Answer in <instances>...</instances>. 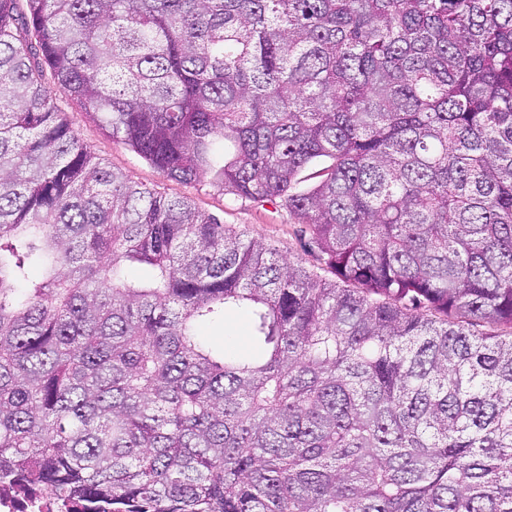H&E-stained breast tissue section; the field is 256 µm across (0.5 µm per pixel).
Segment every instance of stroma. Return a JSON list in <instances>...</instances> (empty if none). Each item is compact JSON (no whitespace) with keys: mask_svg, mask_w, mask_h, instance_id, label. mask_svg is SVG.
<instances>
[{"mask_svg":"<svg viewBox=\"0 0 512 512\" xmlns=\"http://www.w3.org/2000/svg\"><path fill=\"white\" fill-rule=\"evenodd\" d=\"M57 105L106 167L167 196L189 200L199 210L216 216L226 227L272 244L283 257L316 263L315 253L308 251L301 240L299 224L284 207L238 199L214 185L208 177L190 183L167 179L127 146L102 131L93 117L75 102L61 97Z\"/></svg>","mask_w":512,"mask_h":512,"instance_id":"obj_1","label":"stroma"}]
</instances>
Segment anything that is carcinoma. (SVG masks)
Masks as SVG:
<instances>
[{"label": "carcinoma", "mask_w": 512, "mask_h": 512, "mask_svg": "<svg viewBox=\"0 0 512 512\" xmlns=\"http://www.w3.org/2000/svg\"><path fill=\"white\" fill-rule=\"evenodd\" d=\"M58 95L320 265L103 166ZM233 310L255 350L200 337ZM2 482L512 512V0H0Z\"/></svg>", "instance_id": "carcinoma-1"}]
</instances>
